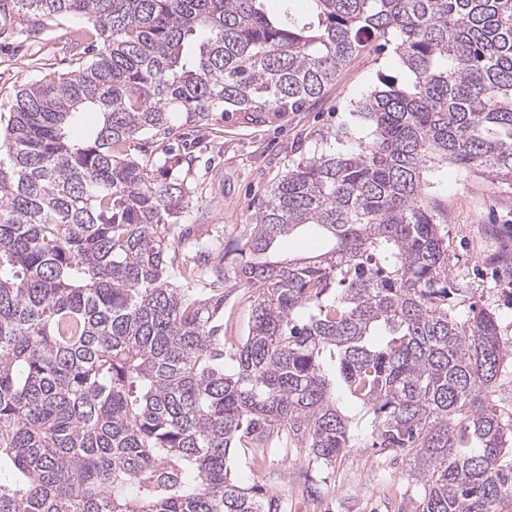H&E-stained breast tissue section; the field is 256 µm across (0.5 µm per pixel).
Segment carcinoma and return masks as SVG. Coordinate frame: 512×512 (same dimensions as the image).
Returning a JSON list of instances; mask_svg holds the SVG:
<instances>
[{
	"mask_svg": "<svg viewBox=\"0 0 512 512\" xmlns=\"http://www.w3.org/2000/svg\"><path fill=\"white\" fill-rule=\"evenodd\" d=\"M262 2L0 0V37L73 17L100 39L17 91L0 142V512H279L234 451L329 468L366 417L371 447L406 460L414 512H512V418L487 398L512 353L495 313H456L468 289L424 180L451 163L512 186V0H310L307 18ZM390 36L407 78L358 102L371 138L288 169L236 247L199 238L169 264L190 188L126 144L297 112ZM302 226L332 247L273 259ZM238 288L254 300L234 340ZM249 296L251 293L240 291L227 300L224 308V335L232 336L235 339L237 336L243 335L251 315V303L254 299Z\"/></svg>",
	"mask_w": 512,
	"mask_h": 512,
	"instance_id": "obj_1",
	"label": "carcinoma"
}]
</instances>
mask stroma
Instances as JSON below:
<instances>
[{
    "label": "stroma",
    "mask_w": 512,
    "mask_h": 512,
    "mask_svg": "<svg viewBox=\"0 0 512 512\" xmlns=\"http://www.w3.org/2000/svg\"><path fill=\"white\" fill-rule=\"evenodd\" d=\"M82 26L60 18L39 39H0V112L10 110L22 85L89 60L83 46L73 43ZM403 75L392 47L369 50L353 57L324 95L302 111L265 123L230 116L213 121L203 134L187 129L178 175L193 195L172 227V262L183 260L180 240L186 231L232 248L267 186L302 159L335 148L341 128L367 137L370 129L356 114L358 101L384 77ZM428 179L429 196L448 208L442 227L448 275L467 288L470 300L497 314L501 339L512 349V186L452 165ZM355 439V447L325 470L295 450L256 461L251 450L239 448L235 474L243 485L261 484L286 512H413L416 488L403 459L371 448L364 429H356Z\"/></svg>",
    "instance_id": "35a3bbf8"
}]
</instances>
